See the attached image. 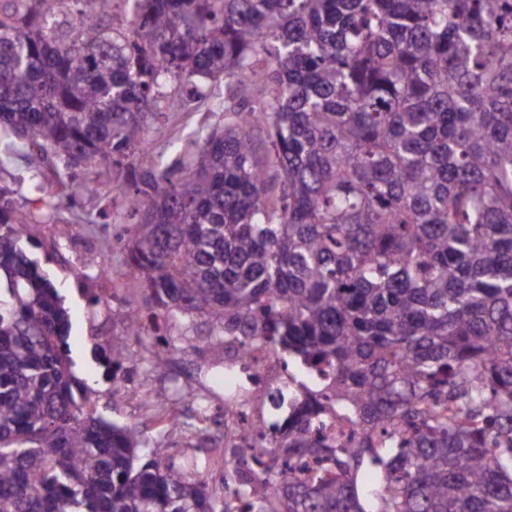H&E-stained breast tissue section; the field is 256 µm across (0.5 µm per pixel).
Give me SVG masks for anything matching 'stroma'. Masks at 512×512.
<instances>
[{"mask_svg":"<svg viewBox=\"0 0 512 512\" xmlns=\"http://www.w3.org/2000/svg\"><path fill=\"white\" fill-rule=\"evenodd\" d=\"M223 120L219 100L209 101L172 134L154 140L149 154L174 157L186 134ZM31 163V158L22 151L9 156L0 153V185L16 189L18 203L39 215L46 211L49 200L31 188ZM112 195V184L108 181L101 182L96 196L74 194L59 201L54 222L38 225L36 229L44 248L35 257L42 261L65 299L71 323L72 356L78 375L92 389L90 399L95 413L117 425L130 426L146 421L145 400L172 405L181 392H196L204 396L209 409L205 437L208 443L218 445L224 442L225 405L244 403L254 416L272 414L277 420H284V413H271L268 402L257 397L248 383L225 388V374L239 369L235 346L228 342L222 355L213 353L212 328L203 313L178 316L176 327L163 336L169 361L164 369L155 371L145 357L141 337L125 335L122 325L112 321L105 309L88 308V295L111 297L116 283L126 279L118 226L102 218L110 209ZM66 223L72 224L73 229L69 235H60L58 227ZM97 335L122 339L129 354L126 370L117 372L110 381L103 379L101 368L91 357L93 338Z\"/></svg>","mask_w":512,"mask_h":512,"instance_id":"obj_1","label":"stroma"}]
</instances>
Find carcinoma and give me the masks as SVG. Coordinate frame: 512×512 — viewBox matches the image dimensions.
Returning a JSON list of instances; mask_svg holds the SVG:
<instances>
[{
	"label": "carcinoma",
	"mask_w": 512,
	"mask_h": 512,
	"mask_svg": "<svg viewBox=\"0 0 512 512\" xmlns=\"http://www.w3.org/2000/svg\"><path fill=\"white\" fill-rule=\"evenodd\" d=\"M200 79L224 124L139 166ZM0 129L50 198L112 181L126 335L201 311L323 371L209 485L88 410L53 215L0 185V512H512V0H0Z\"/></svg>",
	"instance_id": "cac0c4a2"
}]
</instances>
